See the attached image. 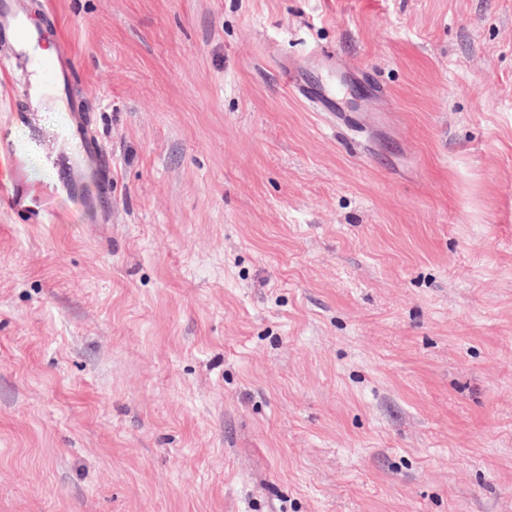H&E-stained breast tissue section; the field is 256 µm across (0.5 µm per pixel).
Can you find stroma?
I'll use <instances>...</instances> for the list:
<instances>
[{
    "mask_svg": "<svg viewBox=\"0 0 512 512\" xmlns=\"http://www.w3.org/2000/svg\"><path fill=\"white\" fill-rule=\"evenodd\" d=\"M25 2L112 193L0 69V512H512V0Z\"/></svg>",
    "mask_w": 512,
    "mask_h": 512,
    "instance_id": "1",
    "label": "stroma"
}]
</instances>
